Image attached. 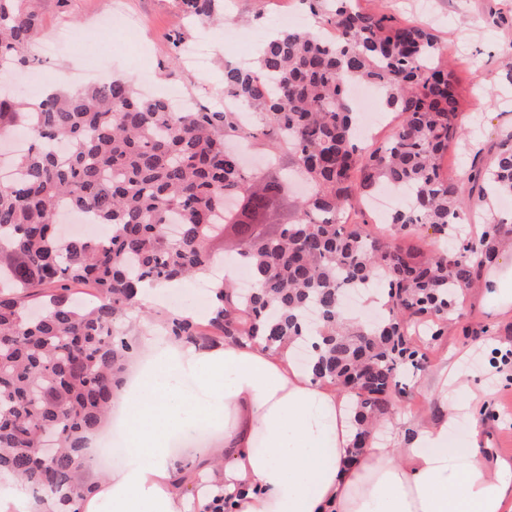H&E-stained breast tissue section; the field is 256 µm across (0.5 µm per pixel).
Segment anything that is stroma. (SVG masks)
<instances>
[{"instance_id":"stroma-1","label":"stroma","mask_w":512,"mask_h":512,"mask_svg":"<svg viewBox=\"0 0 512 512\" xmlns=\"http://www.w3.org/2000/svg\"><path fill=\"white\" fill-rule=\"evenodd\" d=\"M293 0H221L216 12L225 27L245 30L251 42L261 41L280 25L281 12ZM363 9L391 15L394 20L431 28L444 48L443 59L458 77L460 107L457 123L465 131L462 144L448 151L450 171H467L474 154L491 164L495 144L512 132V0H360ZM42 33L66 25L68 37L60 53L44 65L45 78L71 88L69 75L85 63L97 62L111 76L148 84L151 91L177 89L196 102L224 108V63L237 51L224 44L223 30L211 31L187 18L180 0H40ZM209 43L206 71L176 61L177 46ZM155 312L181 311L206 321L209 293L187 281L165 289L146 304ZM512 311L493 315L482 303L481 288L467 291L448 332L426 352L420 367L407 377L410 395L399 402L392 425L430 417L436 403L432 383L441 370L457 363L464 380L480 392L472 405L483 425L482 447L512 455Z\"/></svg>"}]
</instances>
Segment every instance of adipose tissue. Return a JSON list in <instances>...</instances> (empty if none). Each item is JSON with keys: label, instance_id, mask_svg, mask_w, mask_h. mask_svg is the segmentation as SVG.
Here are the masks:
<instances>
[{"label": "adipose tissue", "instance_id": "obj_1", "mask_svg": "<svg viewBox=\"0 0 512 512\" xmlns=\"http://www.w3.org/2000/svg\"><path fill=\"white\" fill-rule=\"evenodd\" d=\"M482 300L512 310V246ZM143 365L113 393L129 460L98 482L82 512H187L227 496L231 512H512V459L482 451L480 422L465 409L469 385L452 375L438 416L396 443L356 448L349 396L300 367L289 348L224 341L211 348L147 337ZM463 439H454L460 425ZM221 440L179 459L200 433ZM0 512H56L6 477Z\"/></svg>", "mask_w": 512, "mask_h": 512}]
</instances>
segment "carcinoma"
I'll use <instances>...</instances> for the list:
<instances>
[{"label":"carcinoma","mask_w":512,"mask_h":512,"mask_svg":"<svg viewBox=\"0 0 512 512\" xmlns=\"http://www.w3.org/2000/svg\"><path fill=\"white\" fill-rule=\"evenodd\" d=\"M216 0H181L187 15L213 20ZM336 31L283 28L261 44L256 64L224 65V96L250 110L252 123L206 106L176 112L164 94L141 95L122 79L47 96L33 109L0 100V138L22 127L27 150L0 180V470L23 478L38 502L80 512L91 433L107 420L137 338L122 330L147 287L204 274L224 225L237 224V256L252 276L244 294L227 279L212 284L213 310L200 324L162 315L167 335L198 347L259 338L268 347L305 343L316 378L353 394L355 447L373 422L408 395L405 379L423 359L413 330L444 335L448 316L496 260V240L512 220L491 215L480 236L462 234L472 208L512 198V132L494 162L471 161L465 177L443 170L461 140L456 80L426 28L364 11L358 0H300ZM34 0H0V78L28 63L41 29ZM378 86L400 121L369 147L357 135L349 87ZM255 139L288 154L311 194L297 216L259 235L239 204L265 208L283 195L277 172L251 174L226 149ZM408 203L387 234L355 219L359 198L380 188ZM108 226L99 238L59 236L62 206ZM179 233L168 235V225ZM432 230L442 249L404 245ZM385 291L382 315L352 322L345 293L367 283ZM95 290L89 305L70 285Z\"/></svg>","instance_id":"carcinoma-1"}]
</instances>
